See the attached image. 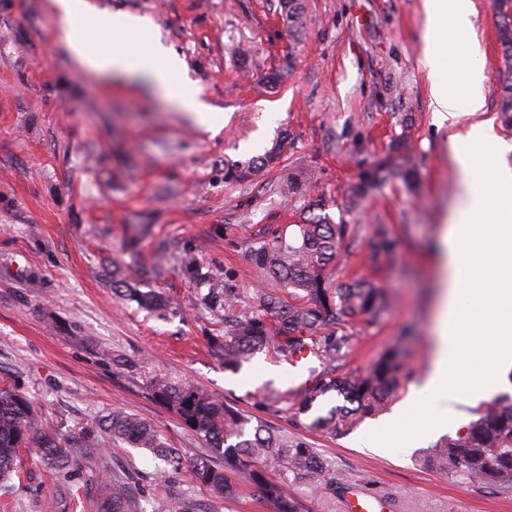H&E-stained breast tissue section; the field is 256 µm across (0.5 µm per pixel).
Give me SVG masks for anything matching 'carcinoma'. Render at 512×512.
Instances as JSON below:
<instances>
[{"mask_svg": "<svg viewBox=\"0 0 512 512\" xmlns=\"http://www.w3.org/2000/svg\"><path fill=\"white\" fill-rule=\"evenodd\" d=\"M492 7L498 18L504 61L498 72V112L505 126L512 127V0H492ZM278 159L274 147L264 156L236 167L235 178L248 180ZM388 181L414 185L416 170L411 159L389 158L362 173L349 187V202L356 203ZM308 209L309 216L296 225L291 235L275 233L250 253L253 267L288 287L290 301L264 290L256 291L253 315L234 323L224 334V341L217 344L216 352L224 360V366L234 367L272 346L290 355L304 347L317 346L324 365L317 392L334 391L348 402L345 407L332 409L317 424L340 431L382 411L399 387L403 368L398 354L387 352L358 379L336 374V362L341 358L345 338L329 336L327 332L334 331L344 317L377 318L388 305V295L383 288L362 280L343 288L331 286L330 265L339 254L346 226L333 223L322 213L325 204L320 199L310 202ZM390 247L388 231L380 224L371 244L372 257H378ZM266 316L274 322L272 332L264 322ZM151 393L210 447L222 449V467L206 459L189 464L196 484L224 497L236 496L240 486L248 484L258 488L274 512H298V502L288 480L272 481L267 472L291 474L301 481L310 479L319 469V460L312 449L301 443L290 444L286 439L264 436L259 427L254 429L252 437H245L249 420L191 382L173 383L166 378H155L151 381ZM107 430L112 437L135 448L160 453L171 463L182 464L158 430L138 417L114 411L109 415ZM232 438L237 442L230 443ZM100 446L96 439L77 444L53 431L32 400L10 385H0V480L16 471L24 451L60 471L77 465L80 458ZM426 462L438 466L452 462L471 480L511 487L512 405L494 402L486 406L465 436L446 438L428 449ZM97 506L98 512H137L129 486L111 479L99 482Z\"/></svg>", "mask_w": 512, "mask_h": 512, "instance_id": "cac0c4a2", "label": "carcinoma"}]
</instances>
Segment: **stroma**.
I'll return each mask as SVG.
<instances>
[{"instance_id": "stroma-1", "label": "stroma", "mask_w": 512, "mask_h": 512, "mask_svg": "<svg viewBox=\"0 0 512 512\" xmlns=\"http://www.w3.org/2000/svg\"><path fill=\"white\" fill-rule=\"evenodd\" d=\"M87 2L152 19L224 126L206 131L142 80L88 71L57 38L52 0H0V380L35 401L57 432L101 443L63 474L22 455L18 476L0 482V512H97L104 478L131 482L141 512L175 497L188 512H267L257 489L227 500L192 482L187 462L217 454L151 396L156 377L191 381L252 426L315 449L321 475L293 485L300 512H344L356 488L389 497L393 512H512V491L424 463L434 438L373 449L388 411L414 397L429 414L446 407L419 386L442 286L440 236L461 182L449 131L433 112L423 0H300L295 28L280 0ZM472 2L485 109L457 126L491 121L500 161L512 168V127L498 112V19L491 0ZM279 141L277 164L235 180L232 165ZM397 141L413 159L416 186L388 182L349 204L347 184ZM304 178L307 196L289 194ZM316 198L348 226L335 287L367 279L390 296L380 317L337 327L348 339L338 374L361 375L393 348L407 365L387 412L339 434L316 420L342 396L302 405L299 382L319 378L318 356L294 367L261 352L226 369L212 353L225 312L206 297L212 287L231 289L243 312L258 289L286 295L249 255ZM380 224L393 246L374 259ZM128 288L155 291L162 307L141 308ZM115 410L157 428L183 468L156 483L158 458L103 431Z\"/></svg>"}]
</instances>
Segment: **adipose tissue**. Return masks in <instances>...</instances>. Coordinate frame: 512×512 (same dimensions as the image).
Segmentation results:
<instances>
[{
    "label": "adipose tissue",
    "mask_w": 512,
    "mask_h": 512,
    "mask_svg": "<svg viewBox=\"0 0 512 512\" xmlns=\"http://www.w3.org/2000/svg\"><path fill=\"white\" fill-rule=\"evenodd\" d=\"M56 34L88 70L108 76H144L172 108L219 131L224 120L182 79L184 62L155 38L143 18L91 13L86 0H54ZM471 0H425V55L438 122L482 111L486 81L473 28ZM449 145L465 190L443 235L441 263L448 289L438 319L425 391L449 403L491 395L512 368V170L498 161L500 147L485 123L451 134ZM447 418L394 411L384 425L388 438L406 432L431 435Z\"/></svg>",
    "instance_id": "adipose-tissue-1"
}]
</instances>
